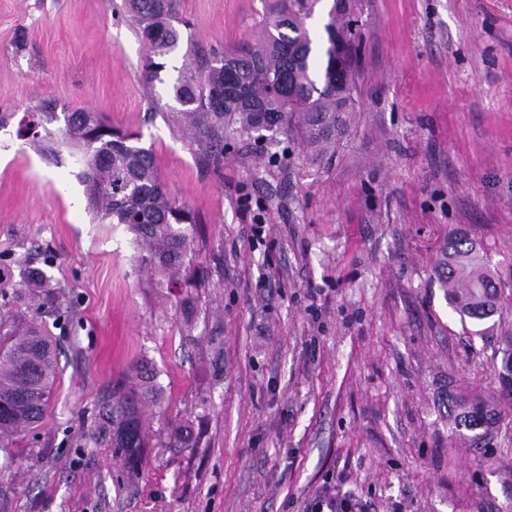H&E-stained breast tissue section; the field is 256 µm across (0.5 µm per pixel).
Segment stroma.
Wrapping results in <instances>:
<instances>
[{"label": "stroma", "instance_id": "1", "mask_svg": "<svg viewBox=\"0 0 512 512\" xmlns=\"http://www.w3.org/2000/svg\"><path fill=\"white\" fill-rule=\"evenodd\" d=\"M263 0H180L194 48L250 42ZM356 110L329 159L289 142L272 163L239 141L201 173L163 84L112 0H0V317L37 322L57 354L46 412L11 469L0 512H512V396L494 372L512 333V0H354ZM139 134L171 196L196 217L201 285L159 287L125 227L100 222L83 150L44 105ZM481 242L501 291L471 335L436 263L450 229ZM45 269L54 302L26 297ZM195 304L186 331L179 300ZM158 370L137 466L93 444L99 404L139 360ZM476 391L502 420L479 445L448 417ZM192 425L197 443L169 445Z\"/></svg>", "mask_w": 512, "mask_h": 512}]
</instances>
